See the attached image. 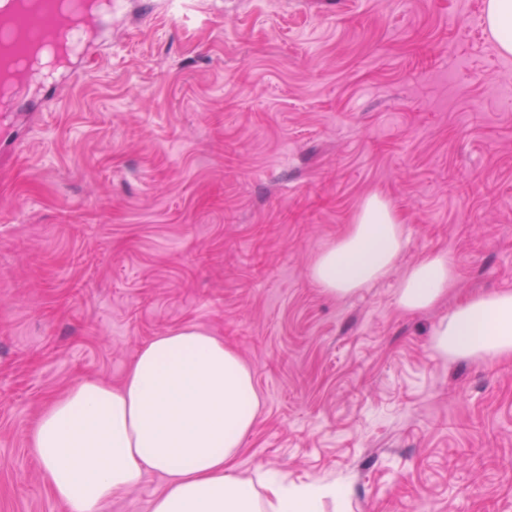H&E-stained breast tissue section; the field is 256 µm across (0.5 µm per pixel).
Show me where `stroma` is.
<instances>
[{"mask_svg":"<svg viewBox=\"0 0 512 512\" xmlns=\"http://www.w3.org/2000/svg\"><path fill=\"white\" fill-rule=\"evenodd\" d=\"M484 3L117 0L73 75L0 111V512H62L36 415L183 325L253 372L239 475L342 486L319 512H512V357L432 343L469 295L512 290V55ZM373 194L400 257L327 294L312 264ZM432 252L452 288L400 309Z\"/></svg>","mask_w":512,"mask_h":512,"instance_id":"1","label":"stroma"}]
</instances>
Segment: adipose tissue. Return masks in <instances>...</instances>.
Here are the masks:
<instances>
[{
  "instance_id": "1",
  "label": "adipose tissue",
  "mask_w": 512,
  "mask_h": 512,
  "mask_svg": "<svg viewBox=\"0 0 512 512\" xmlns=\"http://www.w3.org/2000/svg\"><path fill=\"white\" fill-rule=\"evenodd\" d=\"M402 248L398 218L375 195L318 254L312 278L329 294L349 295L388 274ZM455 280L445 256L425 255L405 275L397 303L431 308ZM433 342L445 357L512 356V291L471 295L439 322ZM259 410L251 369L222 339L189 325L146 343L120 386L86 379L54 400L29 446L66 512H99L149 472L164 479L150 512H315L327 487L294 486L273 471L235 474Z\"/></svg>"
}]
</instances>
